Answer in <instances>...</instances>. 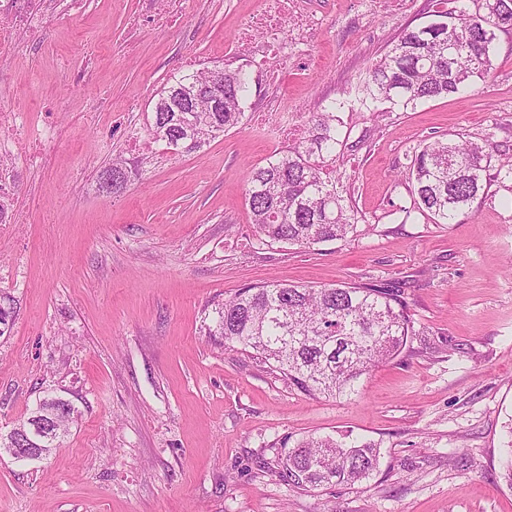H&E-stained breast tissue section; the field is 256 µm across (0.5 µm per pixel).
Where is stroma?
<instances>
[{"label":"stroma","instance_id":"stroma-1","mask_svg":"<svg viewBox=\"0 0 512 512\" xmlns=\"http://www.w3.org/2000/svg\"><path fill=\"white\" fill-rule=\"evenodd\" d=\"M146 2L86 0L14 46L0 74V113L49 104L57 130L23 172V223L0 224V290L17 307L0 337V432L47 392L80 412L47 458L0 457V512H512V180L491 179L462 224L400 213L413 204L403 175L422 140L463 133L512 155V31L492 44L483 93L403 111L364 102L367 72L403 30L456 0H298L322 26L289 28L276 79L248 67L245 124L144 160L126 132L147 133L187 48L222 64L263 6L185 0L175 27L129 29ZM65 59L91 81L67 77ZM329 104L347 143L329 171L356 234L259 243L250 171L285 150L280 118ZM116 156L142 167L106 196L100 176ZM271 279L401 289L415 334L358 396L309 397L209 334L218 303ZM309 436L378 444V473L362 486H289L276 462Z\"/></svg>","mask_w":512,"mask_h":512}]
</instances>
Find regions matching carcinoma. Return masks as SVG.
Returning a JSON list of instances; mask_svg holds the SVG:
<instances>
[{
    "label": "carcinoma",
    "instance_id": "carcinoma-1",
    "mask_svg": "<svg viewBox=\"0 0 512 512\" xmlns=\"http://www.w3.org/2000/svg\"><path fill=\"white\" fill-rule=\"evenodd\" d=\"M447 19L408 28L398 43L374 64L365 85L366 98L407 109L419 102L488 86L494 77L491 45L498 32L512 30V0H466ZM182 72L158 95L149 135L177 153L200 148L216 135L241 124L250 89L241 67ZM343 145L336 113L325 108L305 116L298 142L254 168L247 179L246 200L258 240L299 247L342 240L356 231L354 210L344 189L326 175L328 162ZM498 147L458 133L412 148L409 190L414 211L435 224H461L473 203L485 194L486 177ZM112 193L128 183L126 161L112 159L101 180ZM11 296L0 291V336L12 328ZM210 335L224 344L254 352L309 396L350 399L359 394L363 376L396 358L415 335L413 321L398 288L338 284L314 288L280 281L242 288L217 304ZM57 412L62 430L41 423L39 414ZM78 410L61 397L36 405L19 423L37 424L34 441L15 431L0 435V448H37L39 458L60 447ZM380 448L371 442L307 438L288 449L275 474L297 489L372 479Z\"/></svg>",
    "mask_w": 512,
    "mask_h": 512
}]
</instances>
